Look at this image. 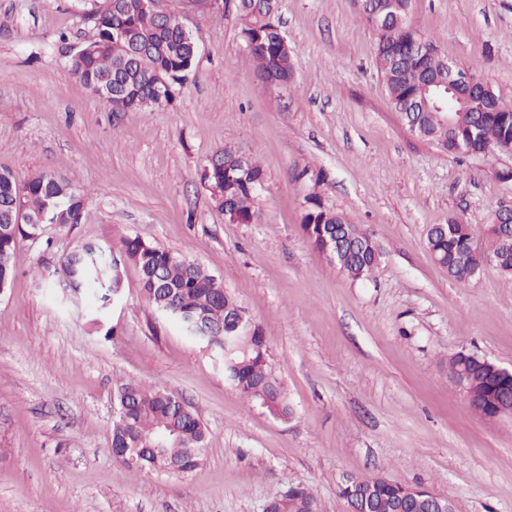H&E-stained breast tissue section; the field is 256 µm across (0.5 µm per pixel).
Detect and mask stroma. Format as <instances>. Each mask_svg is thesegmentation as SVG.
I'll return each instance as SVG.
<instances>
[{"label": "stroma", "mask_w": 512, "mask_h": 512, "mask_svg": "<svg viewBox=\"0 0 512 512\" xmlns=\"http://www.w3.org/2000/svg\"><path fill=\"white\" fill-rule=\"evenodd\" d=\"M89 0H0V170L50 172L85 197L76 224L19 240L0 293V512H263L303 485L346 512L351 477L423 485L455 512H512V416L475 414L448 376L464 351L512 370V275L465 282L427 247L454 219L480 229L512 206V155L458 160L410 132L375 62L357 0H280L293 79L268 86L235 8L187 19L199 46L171 105L112 111L72 74ZM410 22L512 101V0H412ZM231 148L264 173L251 224L230 222L200 174ZM370 231L369 276L309 241L307 197ZM200 264L263 329L288 419L247 400L221 355L145 300L140 270L103 325L92 291L62 288L61 257L127 237ZM136 380L182 397L207 444L186 475L112 457L115 392Z\"/></svg>", "instance_id": "stroma-1"}]
</instances>
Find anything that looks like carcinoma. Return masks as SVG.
Instances as JSON below:
<instances>
[{
  "label": "carcinoma",
  "instance_id": "obj_1",
  "mask_svg": "<svg viewBox=\"0 0 512 512\" xmlns=\"http://www.w3.org/2000/svg\"><path fill=\"white\" fill-rule=\"evenodd\" d=\"M277 3L269 0H240L237 10L244 21V39L256 42L249 51L260 75L274 73L289 83L293 76L292 48L283 47L272 32ZM97 18L92 34L80 48L69 55L72 74L93 94L104 90L103 100L114 112L136 108H155L173 102L175 95L159 98L153 89V75L160 72L178 90L193 68L197 53L193 35L160 16L141 9V0H104V5L91 10ZM401 23L377 25L378 39L375 61L392 107L402 114L406 125L417 136L448 147V153L464 157L484 148L502 150L512 145V103H505L485 82L479 83L483 99L492 104V111L472 126L448 128L444 113L422 100L423 87L432 82H448V60L438 55L436 46L408 21V11L400 12ZM417 36L432 53L413 59L411 36ZM223 167L210 168L202 175L214 195L218 208H227L225 215L237 224H250L256 214L252 209L257 192L255 180L264 179L263 171L252 158L240 167L239 156L226 149L220 153ZM304 217V230L312 245L321 249L323 237L336 235L340 257L336 268L353 279L367 276L378 264L380 248L365 229L351 223L338 212L325 209L314 195ZM84 199L68 183L49 173L33 176L23 189L9 170L0 171V225L10 222L21 210L28 222L16 224L0 233V283L9 285L14 276L13 254L21 238L36 239L44 226L68 224L82 217ZM485 247L474 245L473 228L453 219L430 228L428 247L439 265L458 281L473 278L480 267L494 263L502 272L512 269V229L499 224L487 225ZM123 254L134 261L141 273L142 290L147 303L160 313L185 325L183 319H196L211 326L214 335L205 344L219 353L233 349L224 360L229 379L253 402L270 414L286 418L291 409L284 388L273 374L268 362L265 338L260 326H253L249 335L234 337L224 343L228 328L240 305L231 295L221 291L222 284L198 264L176 254L150 245L141 239L122 242ZM62 270L73 294L98 286L105 290L98 298L94 321L100 322L104 304L110 300L112 288L121 286L119 264L104 249L85 244L67 253ZM466 370L480 402L474 405L481 415L495 417L494 403L512 402V377L489 365L471 362L470 355L457 353L448 358V370ZM117 415L112 426V447L127 449L134 457L133 466L185 474L195 469L206 448L205 429L188 407L177 403V395L162 388L139 382H126L116 392ZM373 485L376 512H391L399 482L383 484L377 479H363V486ZM317 500L303 486L282 504V512H311Z\"/></svg>",
  "mask_w": 512,
  "mask_h": 512
}]
</instances>
